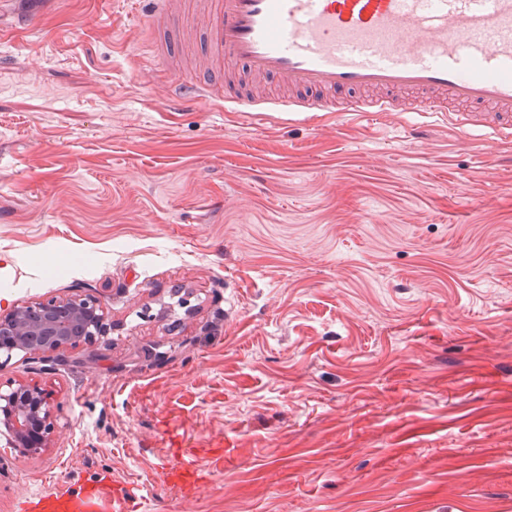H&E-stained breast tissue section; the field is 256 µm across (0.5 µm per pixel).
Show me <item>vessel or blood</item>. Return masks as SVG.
<instances>
[{
	"label": "vessel or blood",
	"mask_w": 512,
	"mask_h": 512,
	"mask_svg": "<svg viewBox=\"0 0 512 512\" xmlns=\"http://www.w3.org/2000/svg\"><path fill=\"white\" fill-rule=\"evenodd\" d=\"M147 2L150 29L195 40L175 9L189 0ZM205 49L294 91L225 93L239 112H438L512 137V0H211ZM181 456L159 473L177 492L198 478L192 450ZM108 486L29 494L17 512H94Z\"/></svg>",
	"instance_id": "vessel-or-blood-1"
}]
</instances>
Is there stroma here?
Instances as JSON below:
<instances>
[{
	"mask_svg": "<svg viewBox=\"0 0 512 512\" xmlns=\"http://www.w3.org/2000/svg\"><path fill=\"white\" fill-rule=\"evenodd\" d=\"M0 45V315L111 330L0 383V512L98 472L135 512H512V141L428 112L176 107L141 0H35ZM194 449L183 498L156 478ZM0 386V436L9 448L29 456L51 442V394L35 383Z\"/></svg>",
	"mask_w": 512,
	"mask_h": 512,
	"instance_id": "stroma-1",
	"label": "stroma"
}]
</instances>
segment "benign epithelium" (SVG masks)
Segmentation results:
<instances>
[{"label": "benign epithelium", "mask_w": 512, "mask_h": 512, "mask_svg": "<svg viewBox=\"0 0 512 512\" xmlns=\"http://www.w3.org/2000/svg\"><path fill=\"white\" fill-rule=\"evenodd\" d=\"M105 335L102 314L88 298L50 300L15 307L0 315V357L21 351L45 360ZM51 394L29 382L0 386V436L22 456L50 446Z\"/></svg>", "instance_id": "7a95c632"}]
</instances>
